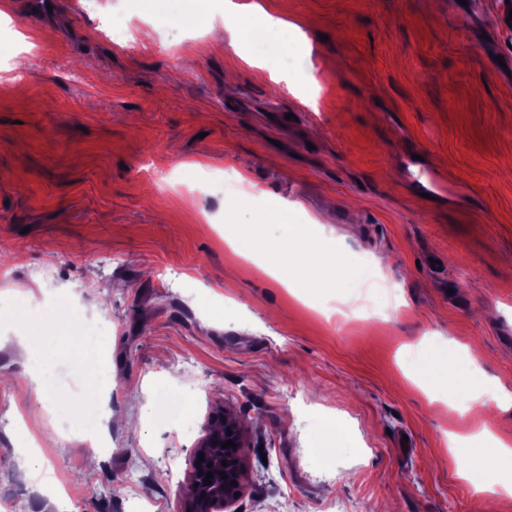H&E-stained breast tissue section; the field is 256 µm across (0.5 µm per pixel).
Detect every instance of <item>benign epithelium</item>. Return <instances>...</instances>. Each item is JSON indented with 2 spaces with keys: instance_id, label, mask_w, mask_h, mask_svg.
I'll use <instances>...</instances> for the list:
<instances>
[{
  "instance_id": "benign-epithelium-1",
  "label": "benign epithelium",
  "mask_w": 512,
  "mask_h": 512,
  "mask_svg": "<svg viewBox=\"0 0 512 512\" xmlns=\"http://www.w3.org/2000/svg\"><path fill=\"white\" fill-rule=\"evenodd\" d=\"M224 418V431L217 430L213 423H208L204 436L193 451L192 471L189 474L186 495L182 501L180 512H235L238 498L235 493L243 492V478L246 471L245 438L238 427L236 418L227 410L219 411ZM232 434H227V431ZM232 441L233 446L223 447L226 441ZM205 455V460L216 462L211 470L212 484L206 485L203 476L199 475L202 464L198 463L199 454ZM228 465H222V462ZM227 473V479H222L221 473ZM237 486H230V482Z\"/></svg>"
}]
</instances>
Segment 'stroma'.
Here are the masks:
<instances>
[{
  "mask_svg": "<svg viewBox=\"0 0 512 512\" xmlns=\"http://www.w3.org/2000/svg\"><path fill=\"white\" fill-rule=\"evenodd\" d=\"M0 20V265L28 289L109 324L111 446L61 430L67 393L95 387L69 352L32 384L22 326L0 320V470L17 512H176L213 411L246 435L238 512H512L461 478L466 390L414 383L444 340L500 383L479 425L512 446V8L505 0H261L296 25L251 67L247 42L205 51L224 0H11ZM153 27L151 51L109 38L113 15ZM182 16L179 26L169 15ZM314 88L302 105L269 80ZM242 181L210 193L196 161ZM277 204L287 224H257ZM363 266L392 288L378 317L342 310L348 279L291 294L271 260L237 254L226 221ZM198 395L183 424V387ZM165 401L162 418L144 414ZM343 425L326 432L328 418ZM59 479L56 500L38 484Z\"/></svg>",
  "mask_w": 512,
  "mask_h": 512,
  "instance_id": "obj_1",
  "label": "stroma"
}]
</instances>
